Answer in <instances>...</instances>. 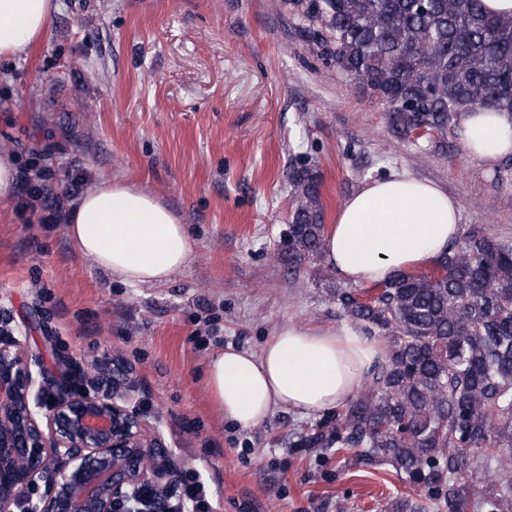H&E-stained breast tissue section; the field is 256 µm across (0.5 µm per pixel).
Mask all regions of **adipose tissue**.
Listing matches in <instances>:
<instances>
[{
  "instance_id": "obj_1",
  "label": "adipose tissue",
  "mask_w": 512,
  "mask_h": 512,
  "mask_svg": "<svg viewBox=\"0 0 512 512\" xmlns=\"http://www.w3.org/2000/svg\"><path fill=\"white\" fill-rule=\"evenodd\" d=\"M55 0H0V61L27 53L47 30ZM457 132L468 154L493 164L512 155V115L464 112ZM65 233L80 255L132 285L162 284L191 259L195 239L160 197L123 180L86 190ZM460 231V205L438 184L409 175L374 180L349 196L326 235L327 265L347 281L378 285L426 266ZM383 356L350 326L280 327L261 353L227 347L207 364L206 383L226 419L246 430L275 409L327 411L349 400Z\"/></svg>"
}]
</instances>
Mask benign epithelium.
<instances>
[{
	"instance_id": "obj_1",
	"label": "benign epithelium",
	"mask_w": 512,
	"mask_h": 512,
	"mask_svg": "<svg viewBox=\"0 0 512 512\" xmlns=\"http://www.w3.org/2000/svg\"><path fill=\"white\" fill-rule=\"evenodd\" d=\"M26 344L0 323V512H142L143 489L173 494L158 419L128 406L139 392L132 372L118 360L73 371L60 356L64 384L51 391Z\"/></svg>"
}]
</instances>
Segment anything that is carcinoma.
<instances>
[{
    "label": "carcinoma",
    "mask_w": 512,
    "mask_h": 512,
    "mask_svg": "<svg viewBox=\"0 0 512 512\" xmlns=\"http://www.w3.org/2000/svg\"><path fill=\"white\" fill-rule=\"evenodd\" d=\"M321 56L363 78L399 138L441 143L459 114L512 115V17L482 0H290ZM288 260L322 252L321 176L295 171ZM336 304L385 359L302 448H369L446 512H512V240L473 224L428 272ZM481 476L470 497L458 476Z\"/></svg>",
    "instance_id": "carcinoma-1"
}]
</instances>
